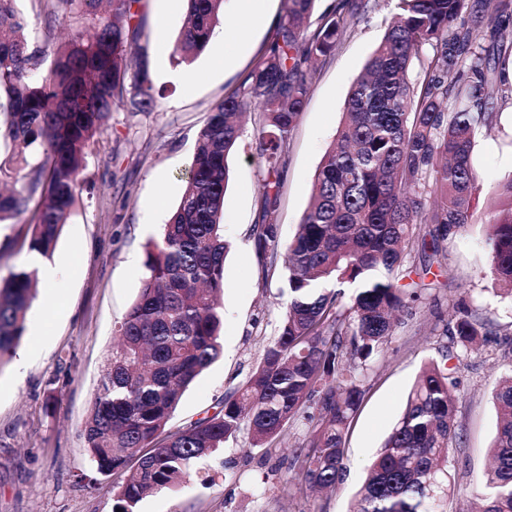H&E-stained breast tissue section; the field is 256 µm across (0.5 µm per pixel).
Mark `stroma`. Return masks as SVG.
I'll return each instance as SVG.
<instances>
[{
	"label": "stroma",
	"mask_w": 512,
	"mask_h": 512,
	"mask_svg": "<svg viewBox=\"0 0 512 512\" xmlns=\"http://www.w3.org/2000/svg\"><path fill=\"white\" fill-rule=\"evenodd\" d=\"M284 0H267L265 18L249 26L247 41L225 59L218 39L175 79V43L186 18L184 0H140L139 45L154 86L151 112L113 107L110 127L89 153V182L49 258L55 290L39 288L25 330L12 353L0 356V512H112L113 479L92 467L83 431L107 366L114 331L146 275V254L177 207L196 138L213 106L240 87L263 60ZM392 0L368 9L319 63L304 110L285 152L280 188L282 238L291 237L309 204L315 173L344 119L351 85L381 40ZM247 122L230 158L224 235L232 248L224 265V327L220 357L184 394L169 430L219 411L224 397L249 376L277 334L285 304L277 283L262 284L253 246L263 179ZM473 162L480 191L465 231L448 246V271L428 299L402 315L370 372V388L345 439L343 480L315 495L299 481H283L278 457L250 447L247 433L198 462L208 482L194 479L141 500L135 512H350L369 463L393 428L422 365L440 356L442 323L468 308L491 334L456 368L455 447L448 471L455 493L448 512L476 505L497 430L493 392L512 367V299L497 295L484 244L491 199L512 176V99L498 100L490 127L477 131ZM24 224L0 227V283L28 268Z\"/></svg>",
	"instance_id": "1"
}]
</instances>
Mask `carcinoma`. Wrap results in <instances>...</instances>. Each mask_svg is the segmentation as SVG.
<instances>
[{"mask_svg":"<svg viewBox=\"0 0 512 512\" xmlns=\"http://www.w3.org/2000/svg\"><path fill=\"white\" fill-rule=\"evenodd\" d=\"M17 0H0V145L27 171L0 165V224L32 226L31 251L50 254L79 201L87 156L107 130L115 105L149 112L153 85L131 67L138 42L139 0H38L52 31L68 37L52 53L31 43ZM187 23L173 50L192 62L224 17L225 0H185ZM317 0H285L267 56L199 130L177 208L153 243L139 294L117 329L84 428L97 472L117 476L113 509L133 512L146 495L190 476L196 460L237 441L272 453L287 427L303 440L280 465L312 490L343 475V438L365 394L367 360L392 335L395 315L435 289L431 268L445 267L448 243L468 225L479 175L473 164L478 128L512 86L491 76L477 41L486 21L512 15V0H395L386 32L351 86L346 119L316 172L311 202L295 235L281 239L279 188L284 150L309 94L315 63L369 0H340L307 25ZM432 49L424 77L410 71ZM259 113L262 193L253 228L262 285L282 269L288 295L278 336L249 377L216 414L165 433L194 379L221 354L224 197L229 157L242 136V115ZM490 275L512 298V178L496 190L485 232ZM421 245L419 265L407 263ZM35 272H13L0 286V352L14 349L35 296ZM355 286L349 301L345 288ZM442 335L466 353L487 324L465 313ZM432 360L413 384L402 414L373 459L355 512H447L450 446L456 441V386ZM501 417L486 474L481 512H512V368L493 395Z\"/></svg>","mask_w":512,"mask_h":512,"instance_id":"1","label":"carcinoma"}]
</instances>
